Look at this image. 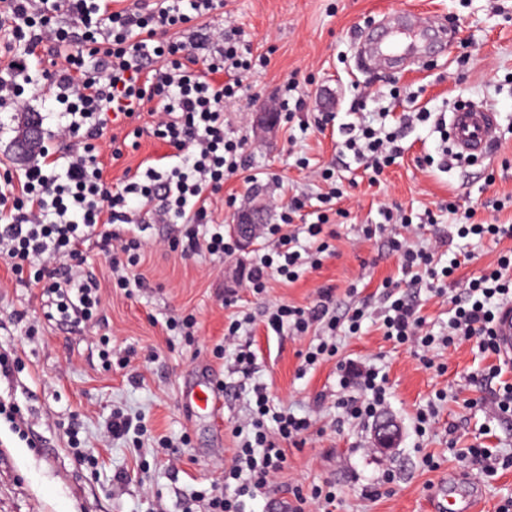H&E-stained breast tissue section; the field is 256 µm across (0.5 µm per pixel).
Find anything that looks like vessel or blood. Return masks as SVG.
Returning <instances> with one entry per match:
<instances>
[{"mask_svg": "<svg viewBox=\"0 0 512 512\" xmlns=\"http://www.w3.org/2000/svg\"><path fill=\"white\" fill-rule=\"evenodd\" d=\"M456 38L453 29L427 24L402 27L396 24L377 28L375 36L366 39L364 61L376 66H389L409 51L423 54L438 46L452 44ZM452 142L458 153L470 156L485 155L497 138L498 121L495 113L482 107L457 109L448 115ZM497 343L504 356L512 355V304L500 309L495 323ZM192 408L219 417L224 399L216 393L209 378H202L184 392ZM478 495L470 482H440L430 495L431 512H475Z\"/></svg>", "mask_w": 512, "mask_h": 512, "instance_id": "obj_1", "label": "vessel or blood"}]
</instances>
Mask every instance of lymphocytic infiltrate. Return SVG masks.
<instances>
[{
    "label": "lymphocytic infiltrate",
    "instance_id": "f902f5d3",
    "mask_svg": "<svg viewBox=\"0 0 512 512\" xmlns=\"http://www.w3.org/2000/svg\"><path fill=\"white\" fill-rule=\"evenodd\" d=\"M222 5L223 0H157L152 7L116 10L112 0H0V56L7 59L0 67V109L18 107L25 85L38 79L52 87L69 118L58 133L65 150L43 151L22 176L0 174V257L19 271L43 260L29 283L42 289L60 322L90 320L102 299L98 280L72 272L64 257L78 256L87 240L101 237L112 251L115 287H130L126 271L140 263L142 243L124 236L120 227L141 213H151L159 224L182 225L176 243L182 255L235 251V242L213 225V199L231 175L245 172L254 185L261 178L247 170L243 140L224 130V105L243 91L253 56L240 40L213 27ZM42 52L50 66L32 76L30 61ZM144 111L153 119L155 137L170 147L172 162L125 173L122 182L109 184L102 177L97 141L112 120H130ZM344 135L342 150L351 152L373 182L403 154L400 131L383 125L351 122ZM319 177L328 190L321 196L322 211L307 226L308 237L318 241L315 257H303L299 235L289 229L299 203H282L281 221L266 225L268 246L254 254L244 288L260 294L273 276L291 281L302 266H320L321 254L329 249L320 238L322 226L344 191L333 170L323 169ZM381 216L384 225L404 229V236H391L388 244L413 280L448 278L460 267L455 257L434 267L433 249L411 243L415 227L400 207L383 208ZM331 301L325 288L307 307L273 305L263 314L265 327L298 336L319 332L320 343L304 356L306 365H316L336 354L330 338L340 323L330 311ZM507 301H512V253L471 279L465 298L454 299L446 335L425 331L416 305L404 293L388 298L380 327L388 339L426 351L460 336L494 354V324ZM339 384L347 416L371 418L386 403L377 368L346 363ZM251 393L253 434L238 442L223 481L207 490L205 512H242L244 497L268 487L284 469L286 443L301 441L309 428L306 418L272 411L265 385H253Z\"/></svg>",
    "mask_w": 512,
    "mask_h": 512
}]
</instances>
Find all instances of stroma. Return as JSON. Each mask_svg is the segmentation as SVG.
<instances>
[{"instance_id":"obj_1","label":"stroma","mask_w":512,"mask_h":512,"mask_svg":"<svg viewBox=\"0 0 512 512\" xmlns=\"http://www.w3.org/2000/svg\"><path fill=\"white\" fill-rule=\"evenodd\" d=\"M394 12L438 17L458 38L447 53L418 67L359 68L361 42ZM213 21L241 32L262 59L250 76L252 94L225 103L224 127L230 136L245 138L248 165L268 177L255 189L241 176L229 177L225 194L269 208L273 198L299 197L304 206L294 221L309 223L325 190L311 171L328 165L346 192L340 206L348 216L332 218L331 252L318 268L292 283L271 280L255 296L224 278L226 266L249 264L252 250L185 258L171 247L179 225L151 223L142 234L143 259L136 268L145 285L121 290L112 285L111 252L92 238L82 247L84 268L103 286L102 305L77 327L49 317L40 291L18 282L0 258V355L17 363L12 377L0 379V400L21 409L17 425L0 420V512H185L193 493L220 479L230 465L233 428L249 423L242 377L229 374L227 357L215 353L224 342L225 323L243 313L254 317L240 341L256 354V380L275 403L310 421L305 444L289 447L286 469L269 489L247 499L245 512H284L289 487L307 492L327 482L336 487L335 512H429V493L453 475L477 479L478 512H499L512 498V418L487 413L493 391L486 374L501 365L500 381L512 383V359L458 339L436 349L428 368L419 351L386 339L376 317L385 304L383 283L402 273L387 232L368 238L362 229L379 222L380 209L392 204L415 216L451 201L475 208L476 221L512 225V205L492 206L512 198V0H224ZM290 75L300 83L304 108L280 120L274 136L255 138V112ZM359 92L367 119L376 125L386 112L440 116L463 100L489 107L499 114V142L482 161L429 167L424 157H440L444 143L434 123H417L405 133L403 157L369 183L353 170L351 157L337 153L334 137L314 125L320 112L336 113L345 122ZM23 98L24 107L0 111V172L19 174L27 166L11 148L27 113L38 116L43 143L51 149L58 148L57 129L67 122L49 87L26 88ZM99 149L106 159L104 176L115 183L126 168L152 165L169 151L147 132L136 147H124L120 160H111L108 139L100 140ZM303 157L309 161L305 169L299 164ZM267 221L278 223V212L270 208ZM510 249L512 239L490 237H457L439 247L440 265L460 251L474 260L442 293L422 284L410 289L426 329L446 331L454 314L450 297L463 294L468 279L496 267ZM322 288L331 289L337 316L362 306L369 316L358 334L339 333L335 357L307 368L302 355L314 335L266 333L263 312L283 301L308 306ZM188 315L197 323L191 339L169 327ZM107 347L109 367L102 358ZM350 360L375 365L387 376L388 400L375 421L338 419L339 366ZM208 370L224 389L220 424L204 414L188 416L183 401V388ZM429 405L438 413L419 429L416 412ZM117 410L142 418L150 439L109 438ZM387 419L397 425L399 438L383 450L374 428ZM76 438L96 451L98 475L79 466L72 449ZM471 446L496 450L493 476L460 457V449ZM428 455L435 467L424 464ZM120 472L126 475L121 483L114 479Z\"/></svg>"}]
</instances>
